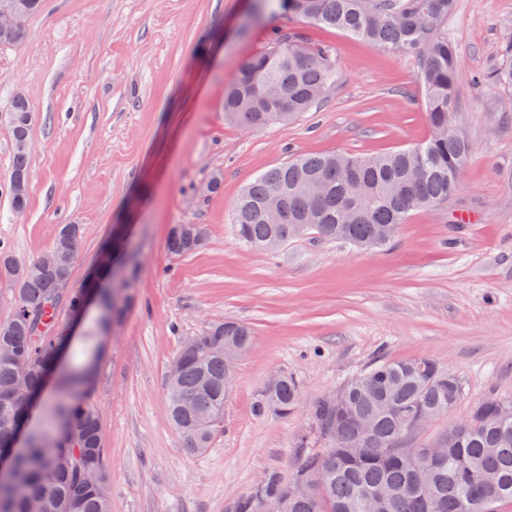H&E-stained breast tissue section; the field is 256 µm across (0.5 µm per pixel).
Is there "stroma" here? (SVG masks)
I'll list each match as a JSON object with an SVG mask.
<instances>
[{"instance_id":"stroma-1","label":"stroma","mask_w":512,"mask_h":512,"mask_svg":"<svg viewBox=\"0 0 512 512\" xmlns=\"http://www.w3.org/2000/svg\"><path fill=\"white\" fill-rule=\"evenodd\" d=\"M28 42L0 48V113L16 92L34 109L29 199L6 192L11 140L0 124V242L23 260L79 224V288L123 225L136 259L122 323L100 333L87 400L99 413L112 512H234L256 479L290 478L310 406L375 357H423L468 392L427 423L432 443L487 393L512 399V90L486 82L512 41V0H457L447 33L462 61L459 112L474 151L447 206L416 212L393 244L369 252L309 236L250 249L229 222L243 186L292 154L387 153L430 129L414 57L379 50L255 0H46ZM330 49L341 80L288 123L224 120V88L272 31ZM224 185L201 198L214 171ZM176 224H202L197 252L167 251ZM232 320L254 332L207 452L187 454L167 409L165 376L184 337ZM297 377L295 412L256 416L280 373Z\"/></svg>"}]
</instances>
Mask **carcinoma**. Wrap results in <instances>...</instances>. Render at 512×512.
Here are the masks:
<instances>
[{"label": "carcinoma", "instance_id": "cac0c4a2", "mask_svg": "<svg viewBox=\"0 0 512 512\" xmlns=\"http://www.w3.org/2000/svg\"><path fill=\"white\" fill-rule=\"evenodd\" d=\"M456 0H257L256 11L294 13L312 24L335 28L386 51L413 55L416 78L430 128L415 145L374 156L329 152L295 156L258 174L243 190L232 213L237 237L252 249L274 253L313 234L325 241L364 249L388 245L415 212L443 205L459 190L471 153L470 141L455 128L460 59L445 29ZM340 79L329 50L302 36L274 32L270 46L243 63L224 91V119L249 129L286 122L309 111ZM12 166L8 192L14 210L28 202L33 109L22 93L8 109ZM283 195L288 221L266 218L271 195ZM197 224L172 227L167 249L182 257L205 246ZM83 227L57 226L51 251L56 266L23 261L0 244V282L10 288L9 313L0 319V449L11 447L16 425L33 401L48 424L28 433L14 471L0 476V512H111V483L96 408L81 394L93 383L97 337L79 344L59 321L63 312L82 311L85 289L57 287L72 276ZM112 267L134 264L119 242L103 247ZM133 280L117 285L122 298L101 296L93 322L103 328L122 322ZM250 346L248 327L211 322L181 344L167 371L169 418L190 454L209 448L224 428V376L235 364L224 345ZM56 376L45 397V376ZM341 403L318 398L311 410L310 436L324 444L308 448L291 480L263 475L259 489L240 498L235 512H261L262 500L281 512H371V498L387 494L385 512H490L512 500V417L497 408L504 399L489 394L473 403L453 435L446 430L445 453L426 474L428 492L405 452L401 424L415 415L448 414L465 395L460 380L432 359L378 358L339 389ZM301 396L299 382L286 373L258 395L254 412L291 414ZM323 485L307 496L292 484L314 472Z\"/></svg>", "mask_w": 512, "mask_h": 512}]
</instances>
